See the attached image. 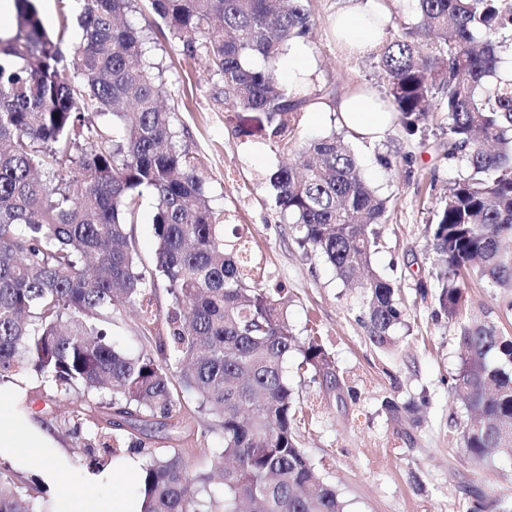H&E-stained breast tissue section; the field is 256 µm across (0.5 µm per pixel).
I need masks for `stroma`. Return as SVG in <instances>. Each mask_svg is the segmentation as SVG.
<instances>
[{
  "mask_svg": "<svg viewBox=\"0 0 512 512\" xmlns=\"http://www.w3.org/2000/svg\"><path fill=\"white\" fill-rule=\"evenodd\" d=\"M347 4L310 0L315 91L334 103L362 88L386 94L373 59L349 56L336 44L331 20ZM153 19L149 13L136 22L149 28L166 106L184 145L199 159L213 205L249 236L263 271L261 286L284 302L293 334L320 337L334 362L333 388L287 372L299 401V444L316 475L336 489L345 512H469L478 498L512 512V457L497 451L478 462L462 446L467 411L450 388L464 353L460 328L440 313L434 290L426 285L433 257L429 226L449 186L466 172L465 164L444 156V113L430 114L422 138H406L395 125L373 144L338 127L335 118L314 125L307 115L299 117L297 142L338 131L364 177L387 200L371 267L398 288L406 316L390 345L380 347L370 339L360 290L346 287L323 258L307 254L282 218L269 179L289 153L262 135H238L235 114L213 98L205 55L186 58ZM385 156L392 167L382 164ZM170 305L165 288H157L151 301L156 323L149 334L140 309L124 312L114 329L117 344L131 353L157 350L168 339L164 320ZM464 317L493 322L502 335L512 336V290L470 277ZM20 379L37 419L67 455L70 490L81 492L86 429L78 428L69 402L48 400L40 378L24 372ZM387 398L413 405L415 414L405 422L393 420L381 407ZM140 438L149 449H185L195 469L211 464L204 449L222 445L209 417L200 414L190 417L182 432L152 428Z\"/></svg>",
  "mask_w": 512,
  "mask_h": 512,
  "instance_id": "stroma-1",
  "label": "stroma"
}]
</instances>
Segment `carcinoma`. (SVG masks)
<instances>
[{
  "mask_svg": "<svg viewBox=\"0 0 512 512\" xmlns=\"http://www.w3.org/2000/svg\"><path fill=\"white\" fill-rule=\"evenodd\" d=\"M82 38L62 65L70 18L43 26L36 0H14L15 33L0 39V384L34 371L72 413L110 410L142 426L179 430L184 402L210 417L225 466L192 471L180 448L144 451L142 512H344L298 446L296 372L336 385L331 357L315 337L299 341L282 302L259 287L248 241L224 234L225 213L202 188L195 157L179 147L165 86L146 30L127 14L139 0H80ZM190 57L206 54L226 112H248L238 133L295 143L298 114L312 94L284 85L274 62L310 40L309 0H147ZM418 23L369 53L386 103L408 136L430 112L447 113L448 161L466 165L435 212L433 276L440 310L460 326L465 348L452 392L470 412L469 456H512V337L493 324L462 321L467 280L512 288V77L501 73L496 38L512 31L508 0H416ZM420 33L438 48L425 55ZM298 242L337 276L362 288L371 339L384 347L404 318L393 283L363 277L386 199L362 177L336 133L301 144L270 178ZM155 200V268L140 265L134 223L144 191ZM171 296L166 331L174 363L131 355L110 338L117 315ZM394 419L413 407L382 402ZM92 469L118 453L108 426L88 424ZM0 512H40L36 497L0 464Z\"/></svg>",
  "mask_w": 512,
  "mask_h": 512,
  "instance_id": "cac0c4a2",
  "label": "carcinoma"
}]
</instances>
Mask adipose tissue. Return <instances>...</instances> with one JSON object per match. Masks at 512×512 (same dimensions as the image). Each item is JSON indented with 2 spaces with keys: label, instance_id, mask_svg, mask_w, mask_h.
Instances as JSON below:
<instances>
[{
  "label": "adipose tissue",
  "instance_id": "adipose-tissue-1",
  "mask_svg": "<svg viewBox=\"0 0 512 512\" xmlns=\"http://www.w3.org/2000/svg\"><path fill=\"white\" fill-rule=\"evenodd\" d=\"M391 17L381 0H350L349 6L338 12L334 23L345 33L342 45L346 52L377 48L385 38L384 24ZM335 113L339 125L368 143L381 140L391 127L393 116L383 109L380 98L369 91L359 90L343 98L337 106L311 101L307 113L312 124H321L328 113ZM19 457L42 483L57 488L55 512H141L142 498L121 493L109 497L92 495L91 490L103 482L120 483L137 476L142 462L135 456L126 457L107 473H87L83 478L85 493L62 491L63 474L57 464L62 452L50 430L40 424L32 412H17L14 404L0 405V458Z\"/></svg>",
  "mask_w": 512,
  "mask_h": 512
}]
</instances>
